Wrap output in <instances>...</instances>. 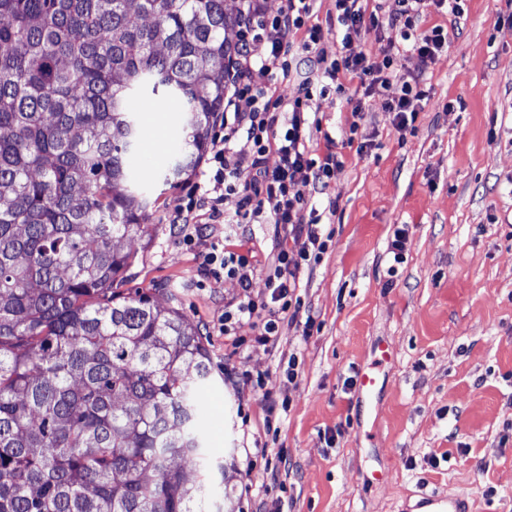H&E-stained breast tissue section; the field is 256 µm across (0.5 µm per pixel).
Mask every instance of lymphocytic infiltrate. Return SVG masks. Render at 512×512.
Wrapping results in <instances>:
<instances>
[{"label": "lymphocytic infiltrate", "instance_id": "f902f5d3", "mask_svg": "<svg viewBox=\"0 0 512 512\" xmlns=\"http://www.w3.org/2000/svg\"><path fill=\"white\" fill-rule=\"evenodd\" d=\"M246 23L234 65L233 91L224 100L221 133L216 134L203 182L178 208L176 221L197 224H272L280 244L273 263L258 271L248 255L225 248L209 253L207 265L219 266L236 279L241 292L228 303L219 329L234 335L237 325H253L255 344L276 347L284 323L294 322L303 305L298 293L299 273L314 269L328 248L322 216L313 207L341 168L335 152L317 155L308 146L311 128L320 121L315 98L341 92L340 75L358 80L364 96H381L394 115L398 130H414L428 94L421 75L405 71L400 53L376 61L353 54L355 39L395 31L404 46L421 62L432 61L448 45L442 26L420 29L416 21L428 8L461 22L464 0H395L394 8L377 4L365 10L361 0H335L341 50L336 58L319 49L321 26L310 24L315 0H286L273 15L260 0H246ZM264 46L256 54V46ZM294 87L292 96L281 85ZM275 164H268L269 155ZM252 174L241 182L242 171ZM235 198L234 211H226V198Z\"/></svg>", "mask_w": 512, "mask_h": 512}]
</instances>
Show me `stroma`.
Instances as JSON below:
<instances>
[{
  "label": "stroma",
  "mask_w": 512,
  "mask_h": 512,
  "mask_svg": "<svg viewBox=\"0 0 512 512\" xmlns=\"http://www.w3.org/2000/svg\"><path fill=\"white\" fill-rule=\"evenodd\" d=\"M466 8L457 27L423 14L422 28L449 35L429 66L409 52L401 59L429 93L415 133L399 131L378 96L351 131L356 82L345 81L344 102L318 99L322 129L309 146L321 155L334 141L343 160L315 200L331 242L301 273L304 305L273 349L252 345L246 322L235 338L220 332L240 288L202 279L201 269L226 228L176 223L202 171L163 184L166 133L184 115L161 111L163 96L144 98L139 119L155 148L137 164L153 200L151 238L135 239L134 261L113 288L155 290L160 306L198 327L216 377L201 396L203 435L208 457L224 465L226 512H256L262 501L280 512H418L425 492L466 499L473 512H512V32L496 26L512 0ZM403 225L408 260L391 278L387 247ZM293 353L300 372L290 380ZM383 353L377 388L365 394L354 380ZM259 373L289 401L272 430L262 395L245 383ZM270 448L286 457L275 470Z\"/></svg>",
  "instance_id": "1"
}]
</instances>
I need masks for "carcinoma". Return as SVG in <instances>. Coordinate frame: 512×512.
Instances as JSON below:
<instances>
[{"label": "carcinoma", "mask_w": 512, "mask_h": 512, "mask_svg": "<svg viewBox=\"0 0 512 512\" xmlns=\"http://www.w3.org/2000/svg\"><path fill=\"white\" fill-rule=\"evenodd\" d=\"M224 0H0V512H207L210 355L174 307L112 284L150 198L129 107L164 87L193 171L240 44Z\"/></svg>", "instance_id": "cac0c4a2"}]
</instances>
